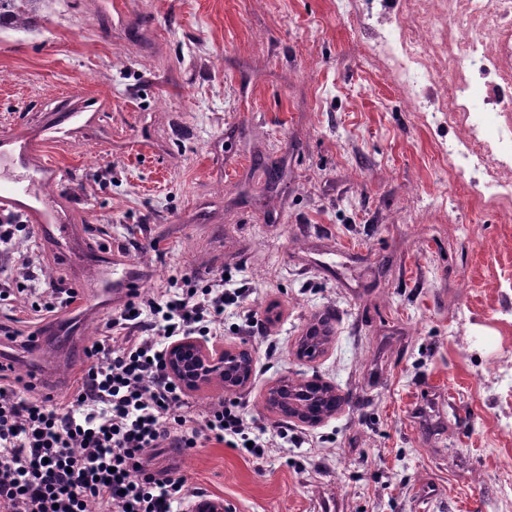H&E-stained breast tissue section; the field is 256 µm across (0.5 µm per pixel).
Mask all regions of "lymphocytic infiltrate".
Wrapping results in <instances>:
<instances>
[{
    "label": "lymphocytic infiltrate",
    "mask_w": 512,
    "mask_h": 512,
    "mask_svg": "<svg viewBox=\"0 0 512 512\" xmlns=\"http://www.w3.org/2000/svg\"><path fill=\"white\" fill-rule=\"evenodd\" d=\"M241 291L217 282L202 289L128 301L110 336L87 348L71 398L56 401L34 384L0 377V507L5 512H182L199 498L185 476L157 475L144 452L199 440L263 458L258 434L239 402L199 415L183 386L163 368L171 344L208 338Z\"/></svg>",
    "instance_id": "lymphocytic-infiltrate-1"
}]
</instances>
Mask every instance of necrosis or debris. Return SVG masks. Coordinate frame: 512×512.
<instances>
[{"label": "necrosis or debris", "instance_id": "obj_1", "mask_svg": "<svg viewBox=\"0 0 512 512\" xmlns=\"http://www.w3.org/2000/svg\"><path fill=\"white\" fill-rule=\"evenodd\" d=\"M465 196L512 223V0H336Z\"/></svg>", "mask_w": 512, "mask_h": 512}]
</instances>
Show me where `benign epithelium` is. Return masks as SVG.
Instances as JSON below:
<instances>
[{"instance_id":"obj_1","label":"benign epithelium","mask_w":512,"mask_h":512,"mask_svg":"<svg viewBox=\"0 0 512 512\" xmlns=\"http://www.w3.org/2000/svg\"><path fill=\"white\" fill-rule=\"evenodd\" d=\"M253 362V355L247 348H226L213 355L200 341L186 337L169 347L165 369L187 389H195L217 378L224 383V391L236 392L250 382ZM326 387L328 384L316 377L303 379L283 375L268 386L266 403L284 417L318 424L325 418L317 410Z\"/></svg>"}]
</instances>
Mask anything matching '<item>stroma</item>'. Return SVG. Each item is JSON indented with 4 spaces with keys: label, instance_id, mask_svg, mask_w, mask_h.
<instances>
[{
    "label": "stroma",
    "instance_id": "1",
    "mask_svg": "<svg viewBox=\"0 0 512 512\" xmlns=\"http://www.w3.org/2000/svg\"><path fill=\"white\" fill-rule=\"evenodd\" d=\"M365 45L336 0H53L38 28L0 31V135L96 116L46 145L74 223L51 243L24 223L0 246V334L27 336L50 286L72 290L55 314L69 335L42 360L43 391L65 401L113 317L96 274L114 250L146 269L143 298L227 276L249 296L207 347L252 351L234 398L274 447L154 448L150 468L224 512H512L487 375L512 362L495 286L512 223L461 197ZM441 194L456 217L413 204ZM321 318L324 354L298 360ZM285 374L346 403L315 426L274 417L264 392Z\"/></svg>",
    "mask_w": 512,
    "mask_h": 512
}]
</instances>
